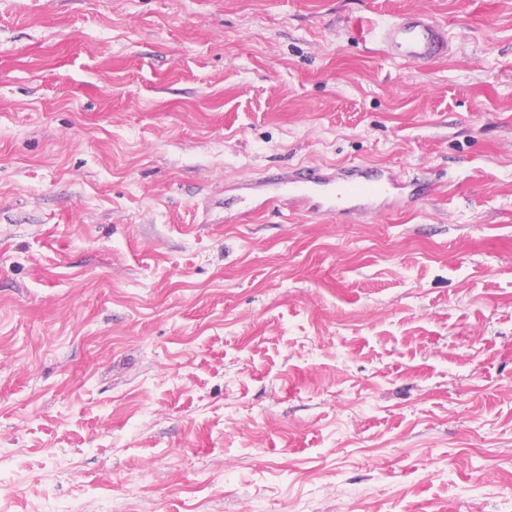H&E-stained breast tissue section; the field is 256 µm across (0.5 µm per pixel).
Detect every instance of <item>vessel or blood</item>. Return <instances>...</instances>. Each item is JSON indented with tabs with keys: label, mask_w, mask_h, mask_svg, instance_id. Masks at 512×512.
Returning a JSON list of instances; mask_svg holds the SVG:
<instances>
[{
	"label": "vessel or blood",
	"mask_w": 512,
	"mask_h": 512,
	"mask_svg": "<svg viewBox=\"0 0 512 512\" xmlns=\"http://www.w3.org/2000/svg\"><path fill=\"white\" fill-rule=\"evenodd\" d=\"M386 54L396 60L424 64L447 56L452 42L445 25L426 14L402 15L384 22L376 31ZM271 183L279 195L288 197L294 211L332 215L349 213L378 215L391 198L415 200L417 191L379 168H335L302 165Z\"/></svg>",
	"instance_id": "1"
}]
</instances>
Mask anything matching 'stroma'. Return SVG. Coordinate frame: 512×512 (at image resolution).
Returning <instances> with one entry per match:
<instances>
[{
    "label": "stroma",
    "instance_id": "1",
    "mask_svg": "<svg viewBox=\"0 0 512 512\" xmlns=\"http://www.w3.org/2000/svg\"><path fill=\"white\" fill-rule=\"evenodd\" d=\"M301 163L431 191L244 209ZM58 502L512 512V0H0V512ZM374 34L389 57L403 62L429 63L447 56L452 45L447 27L426 14L388 20Z\"/></svg>",
    "mask_w": 512,
    "mask_h": 512
}]
</instances>
